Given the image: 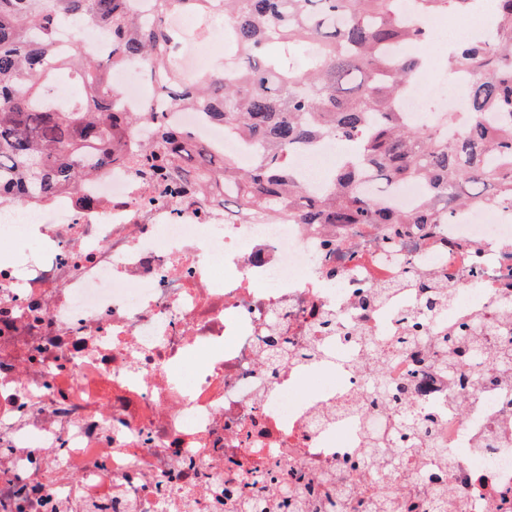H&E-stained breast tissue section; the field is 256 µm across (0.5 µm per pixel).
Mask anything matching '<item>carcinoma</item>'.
I'll use <instances>...</instances> for the list:
<instances>
[{
    "label": "carcinoma",
    "instance_id": "1",
    "mask_svg": "<svg viewBox=\"0 0 512 512\" xmlns=\"http://www.w3.org/2000/svg\"><path fill=\"white\" fill-rule=\"evenodd\" d=\"M420 17L453 9L466 12L473 0H413ZM153 15L130 14L128 0H0V200L42 203L96 170L124 160L123 142L134 132L157 145L142 161L156 169H186L200 191L224 196V208L300 224H435L481 202L512 204V0H497L493 24L482 39L448 47L446 67L477 77L468 87V111H442L413 123L399 107L411 78L431 66L417 51L427 40L421 22L404 16L401 0H150ZM206 21L224 14V70L184 79L172 65L182 33L165 17L173 5ZM100 25L112 33L107 57L79 50L55 56L61 18ZM410 50L394 56L390 48ZM140 63L161 76L163 100L191 106L253 144L248 163L217 161L188 132L165 124L159 112H126L114 107L118 92L107 94L112 69ZM75 78L82 95L56 101L47 82ZM333 138L351 144L320 195L300 187L287 156ZM389 189L419 181L427 194L407 211L383 197L361 193L364 174ZM424 314L444 307L434 282ZM434 341L431 365L441 372L460 368L466 350L473 361L485 355L480 324L465 323L449 334L426 336L415 323L392 344L396 348ZM481 386L512 381V346L501 345L492 371L477 373ZM410 389L372 379L367 407L397 408L389 428L371 437L363 457L385 468H404L410 457L427 452L448 460L433 439L435 418L407 412ZM279 483L280 512H346L349 502L340 477L325 473L303 493L275 471L262 480ZM240 512H267L254 483L224 488ZM369 512H404L398 489L381 485L365 504Z\"/></svg>",
    "mask_w": 512,
    "mask_h": 512
}]
</instances>
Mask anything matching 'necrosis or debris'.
Masks as SVG:
<instances>
[{"mask_svg":"<svg viewBox=\"0 0 512 512\" xmlns=\"http://www.w3.org/2000/svg\"><path fill=\"white\" fill-rule=\"evenodd\" d=\"M112 47L104 29L65 22L60 52ZM123 109L155 101L141 67L114 72ZM444 77L400 101L421 118ZM167 124L219 155L244 139L203 111ZM332 143L293 151L302 186L320 189ZM95 199L83 207V198ZM0 512H236L225 485L282 469L298 481L340 472L355 506L378 485L402 497L444 476L433 457L401 473L351 468L391 412L366 405L362 368L376 344L421 315L420 279L454 284L427 332L481 322L488 349L512 341V206L471 205L452 223L276 224L243 221L198 192L170 194L136 164L109 165L46 205L0 202ZM386 289L376 304L369 293ZM277 332L289 360L264 338ZM432 346L383 356L388 381L414 380L418 406L455 464L439 512H512V383L479 389L474 367L429 368Z\"/></svg>","mask_w":512,"mask_h":512,"instance_id":"1","label":"necrosis or debris"}]
</instances>
